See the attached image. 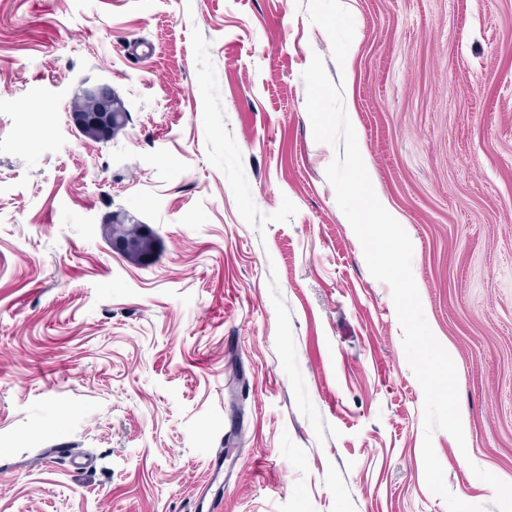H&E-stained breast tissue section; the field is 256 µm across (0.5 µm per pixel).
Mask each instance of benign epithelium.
Wrapping results in <instances>:
<instances>
[{"mask_svg":"<svg viewBox=\"0 0 512 512\" xmlns=\"http://www.w3.org/2000/svg\"><path fill=\"white\" fill-rule=\"evenodd\" d=\"M77 103L70 105V118L75 129L87 139L97 138L100 143L123 130L127 122L124 102L105 81H85L74 94ZM108 229L111 250L121 255L135 253L139 237L130 231L128 217L111 212L104 220Z\"/></svg>","mask_w":512,"mask_h":512,"instance_id":"obj_1","label":"benign epithelium"}]
</instances>
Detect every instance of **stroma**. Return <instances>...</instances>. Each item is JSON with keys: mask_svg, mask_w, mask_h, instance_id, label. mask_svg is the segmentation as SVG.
Wrapping results in <instances>:
<instances>
[{"mask_svg": "<svg viewBox=\"0 0 512 512\" xmlns=\"http://www.w3.org/2000/svg\"><path fill=\"white\" fill-rule=\"evenodd\" d=\"M0 0V512H447L321 55L457 370L448 489L512 479V0ZM109 82L129 121L79 137ZM148 225L142 257L105 217ZM74 98L76 104L73 103ZM73 99L70 118L75 129L86 139L107 143L109 138L125 128L128 116L126 107L108 82L84 81ZM128 217L125 214L110 212L104 220L108 229V244L112 252L121 255H131L135 253L139 246V237L131 233Z\"/></svg>", "mask_w": 512, "mask_h": 512, "instance_id": "stroma-1", "label": "stroma"}]
</instances>
